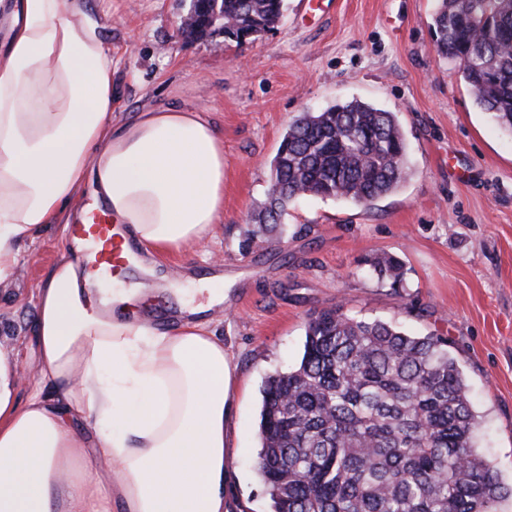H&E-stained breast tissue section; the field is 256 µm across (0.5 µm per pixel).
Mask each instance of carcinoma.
<instances>
[{
  "mask_svg": "<svg viewBox=\"0 0 512 512\" xmlns=\"http://www.w3.org/2000/svg\"><path fill=\"white\" fill-rule=\"evenodd\" d=\"M284 0H197L181 35L203 39L272 29ZM439 55L459 63L475 102L512 130V0H438ZM391 112L361 101L303 112L288 125L249 245L280 227L288 204L314 195L368 205L406 172ZM369 270L404 287L392 255ZM468 386L448 342L351 315L310 316L299 364L268 375L259 414L258 475L270 512H499L512 488L477 452Z\"/></svg>",
  "mask_w": 512,
  "mask_h": 512,
  "instance_id": "carcinoma-1",
  "label": "carcinoma"
}]
</instances>
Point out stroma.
Masks as SVG:
<instances>
[{"label":"stroma","mask_w":512,"mask_h":512,"mask_svg":"<svg viewBox=\"0 0 512 512\" xmlns=\"http://www.w3.org/2000/svg\"><path fill=\"white\" fill-rule=\"evenodd\" d=\"M189 0H87L112 52L115 122L157 108L201 113L224 142V218L202 246L157 275L223 269L226 299L209 311L237 379L226 441L228 512H269L259 481L261 386L300 359L318 310L396 324L447 340L470 387L478 450L512 483V133L470 95L457 63L438 56L436 0H285L278 24L239 43L181 36ZM359 100L393 113L408 145L396 191L367 206L305 196L280 232L249 253L240 242L266 199L269 164L290 121ZM71 238L51 226L0 284V343L36 369L37 288ZM400 258L403 287L366 260Z\"/></svg>","instance_id":"stroma-1"}]
</instances>
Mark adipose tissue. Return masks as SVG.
<instances>
[{"label": "adipose tissue", "instance_id": "ef3b65f1", "mask_svg": "<svg viewBox=\"0 0 512 512\" xmlns=\"http://www.w3.org/2000/svg\"><path fill=\"white\" fill-rule=\"evenodd\" d=\"M112 54L84 0H0V282L23 245L94 206L142 265L204 243L224 213V143L177 108L114 124ZM75 242L37 289L34 390L0 347V512H224L234 375L212 320L163 328L134 288L93 297ZM83 420L89 439L69 427Z\"/></svg>", "mask_w": 512, "mask_h": 512}]
</instances>
